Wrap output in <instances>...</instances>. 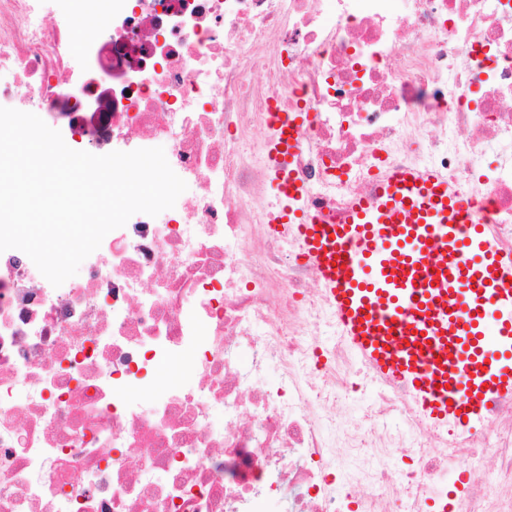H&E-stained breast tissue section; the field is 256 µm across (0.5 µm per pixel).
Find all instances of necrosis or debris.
Returning <instances> with one entry per match:
<instances>
[{"instance_id": "necrosis-or-debris-1", "label": "necrosis or debris", "mask_w": 512, "mask_h": 512, "mask_svg": "<svg viewBox=\"0 0 512 512\" xmlns=\"http://www.w3.org/2000/svg\"><path fill=\"white\" fill-rule=\"evenodd\" d=\"M162 2L0 0V103L101 154L168 141L187 184L61 286L0 253V512H266L274 496L288 512L433 497L512 512V401L481 439L434 426L342 338L325 342L336 318L274 221L270 154L273 113L300 117L289 169L330 222L384 168L437 169L512 251V0ZM132 39L139 65L116 72ZM107 72L111 111H70ZM367 385L363 414L339 418ZM401 448L415 469L396 466ZM487 454L488 478L474 467Z\"/></svg>"}]
</instances>
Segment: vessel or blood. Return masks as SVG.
Here are the masks:
<instances>
[{"label":"vessel or blood","mask_w":512,"mask_h":512,"mask_svg":"<svg viewBox=\"0 0 512 512\" xmlns=\"http://www.w3.org/2000/svg\"><path fill=\"white\" fill-rule=\"evenodd\" d=\"M298 124L281 128L278 168L300 145ZM275 188L338 333L371 376L407 388L434 425L482 430L498 401L512 399V251L428 167L385 170L337 224L299 213V185Z\"/></svg>","instance_id":"obj_1"}]
</instances>
